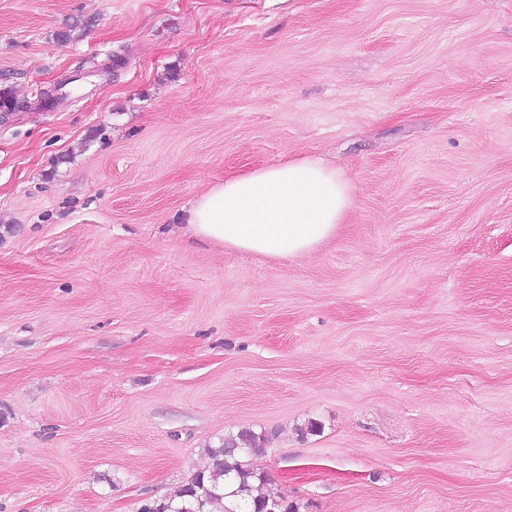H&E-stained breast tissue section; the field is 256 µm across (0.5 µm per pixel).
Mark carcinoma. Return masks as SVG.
<instances>
[{
    "label": "carcinoma",
    "instance_id": "obj_1",
    "mask_svg": "<svg viewBox=\"0 0 512 512\" xmlns=\"http://www.w3.org/2000/svg\"><path fill=\"white\" fill-rule=\"evenodd\" d=\"M265 435L241 431L207 448L210 463L194 473L173 496L148 501L139 512H258L277 502L278 512H295L272 490H262L266 475L257 459L265 453Z\"/></svg>",
    "mask_w": 512,
    "mask_h": 512
}]
</instances>
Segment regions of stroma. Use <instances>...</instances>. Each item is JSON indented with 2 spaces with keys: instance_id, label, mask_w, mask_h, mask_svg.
Returning a JSON list of instances; mask_svg holds the SVG:
<instances>
[{
  "instance_id": "35a3bbf8",
  "label": "stroma",
  "mask_w": 512,
  "mask_h": 512,
  "mask_svg": "<svg viewBox=\"0 0 512 512\" xmlns=\"http://www.w3.org/2000/svg\"><path fill=\"white\" fill-rule=\"evenodd\" d=\"M4 94L0 512L242 430L298 512H512V0H0ZM301 156L352 186L317 252L184 237Z\"/></svg>"
}]
</instances>
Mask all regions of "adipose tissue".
I'll list each match as a JSON object with an SVG mask.
<instances>
[{"instance_id": "adipose-tissue-1", "label": "adipose tissue", "mask_w": 512, "mask_h": 512, "mask_svg": "<svg viewBox=\"0 0 512 512\" xmlns=\"http://www.w3.org/2000/svg\"><path fill=\"white\" fill-rule=\"evenodd\" d=\"M351 185L310 157L226 176L195 199L187 221L194 238L288 260L313 253L345 223Z\"/></svg>"}]
</instances>
